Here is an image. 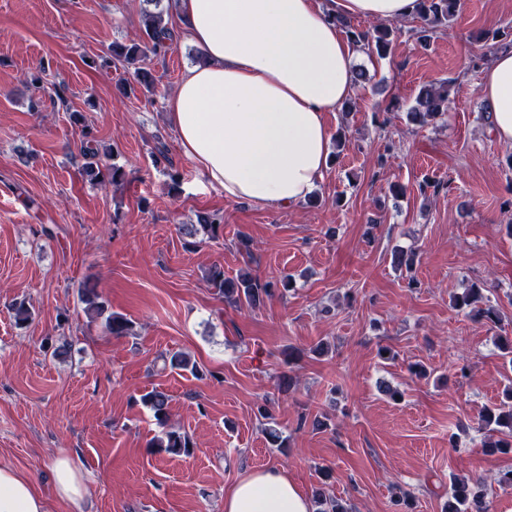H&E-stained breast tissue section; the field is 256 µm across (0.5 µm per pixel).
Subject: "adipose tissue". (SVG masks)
<instances>
[{
	"mask_svg": "<svg viewBox=\"0 0 512 512\" xmlns=\"http://www.w3.org/2000/svg\"><path fill=\"white\" fill-rule=\"evenodd\" d=\"M418 0H177L175 25L202 52L166 101L183 155L226 199L295 207L329 167L327 115L353 99L356 19L414 18ZM493 132L512 146V48L483 69ZM56 498L88 495L76 456L50 459ZM0 512H48L38 486L0 464ZM224 512H312L281 468L253 471L224 493Z\"/></svg>",
	"mask_w": 512,
	"mask_h": 512,
	"instance_id": "1",
	"label": "adipose tissue"
}]
</instances>
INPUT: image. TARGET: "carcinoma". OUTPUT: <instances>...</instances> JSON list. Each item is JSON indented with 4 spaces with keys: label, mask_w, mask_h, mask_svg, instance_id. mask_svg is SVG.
I'll return each mask as SVG.
<instances>
[{
    "label": "carcinoma",
    "mask_w": 512,
    "mask_h": 512,
    "mask_svg": "<svg viewBox=\"0 0 512 512\" xmlns=\"http://www.w3.org/2000/svg\"><path fill=\"white\" fill-rule=\"evenodd\" d=\"M457 6L458 0H420L418 19L423 22L419 30L421 39H431L437 28L447 24L454 16ZM143 25L144 39L131 45H113L112 59L128 66L134 64L148 50L158 54L170 48L173 36L162 12H144ZM393 33L392 24L381 21L370 29L352 32V36L355 42L375 52L378 58L385 59L392 52ZM448 95L446 81L423 86L415 99V104L409 109V116L413 121L423 124L429 119L445 115L448 111ZM86 173L99 183L112 185L119 184L125 177L120 167L107 164L97 169L90 164L86 166ZM182 230L183 234L190 238L202 233L214 239L223 230V225L214 217L204 216L200 224H185ZM206 280L220 297L238 306L246 305L250 308L260 306L273 289L281 288L286 291L291 287L290 280L286 277L278 281L261 282L248 271H241L235 277L229 278L224 276V268L218 265L208 269ZM81 299L86 305L85 311L89 318L93 322H100L105 335L120 337L131 334L133 325L130 320L108 310L105 303L99 301L93 287L85 286L81 291ZM481 301V291L475 287L467 288L462 294L454 296L456 308L467 310L493 324L500 323L499 310L492 305L484 308L478 306ZM160 358L163 364L172 369L198 373L197 365L180 351L163 353ZM141 402L152 412L156 424L161 428L160 434L151 440L150 447L167 455L190 454L193 443L189 436L167 429L169 396L162 391L152 390L142 396ZM479 421L481 428L490 433L489 441L484 443L485 448L491 452L512 451V388L508 389L503 400L484 408ZM486 496L487 488L484 482L456 479L450 486L447 512H489Z\"/></svg>",
    "instance_id": "obj_1"
}]
</instances>
